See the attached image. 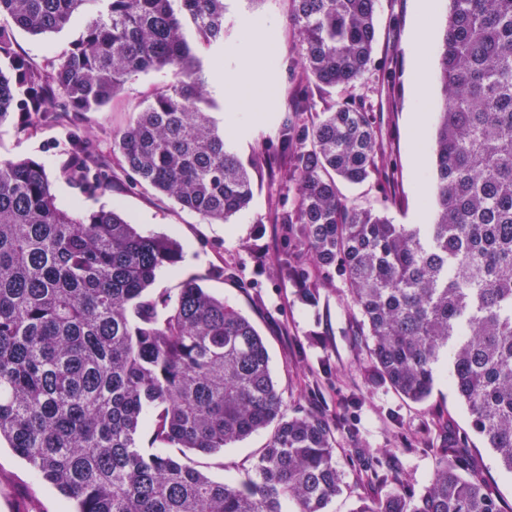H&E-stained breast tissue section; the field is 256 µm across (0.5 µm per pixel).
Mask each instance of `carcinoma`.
<instances>
[{
  "label": "carcinoma",
  "mask_w": 512,
  "mask_h": 512,
  "mask_svg": "<svg viewBox=\"0 0 512 512\" xmlns=\"http://www.w3.org/2000/svg\"><path fill=\"white\" fill-rule=\"evenodd\" d=\"M289 2L301 79L355 85L373 61L377 0ZM225 11V0H0V126L73 125L133 75L170 69L177 81L113 130V153L136 183L226 223L251 203L259 160L247 167L227 144L188 40L224 47ZM81 12L80 37L53 59L17 54L13 29L59 33ZM438 75L431 223L342 201L337 182L380 179L377 127L360 104L312 119L305 91L284 106L297 203L276 218L319 271L347 282L373 374L414 402L446 374L512 474V0H447ZM108 169L78 139L60 174L103 189ZM178 258L176 242L115 210L59 207L41 163L0 161V441L67 512H329L344 415H285L259 332L196 279L174 296L149 292ZM283 265L315 295L295 253ZM268 428L243 481H216L191 458ZM368 471L396 488L352 512H507L450 435L418 495L383 457Z\"/></svg>",
  "instance_id": "carcinoma-1"
}]
</instances>
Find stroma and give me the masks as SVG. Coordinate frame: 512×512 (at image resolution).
I'll list each match as a JSON object with an SVG mask.
<instances>
[{"label": "stroma", "mask_w": 512, "mask_h": 512, "mask_svg": "<svg viewBox=\"0 0 512 512\" xmlns=\"http://www.w3.org/2000/svg\"><path fill=\"white\" fill-rule=\"evenodd\" d=\"M417 0H378L374 62L352 87L309 86L313 111L324 112L339 102L361 103L370 109L384 144L379 166L386 183L369 179L339 183L350 206L371 208L396 224L420 223L429 204V190L419 189L420 171L429 170L427 144L436 114L430 103L440 94L435 64L427 66L425 102L411 99L413 81L409 35L420 24ZM224 62L202 54L201 74L226 121L224 135L242 161L264 158L254 173L255 194L249 208L226 224H208L183 210L174 200L148 186L133 185L112 155L113 129L129 123L153 94L174 80L171 72H142L100 111L86 113L75 127L46 125L36 134L21 132L16 123L0 127V159L30 158L42 163L59 206L83 210L117 209L143 232L167 236L181 247V258L162 267L154 291L177 293L182 281L194 278L212 294L238 308L255 325L267 347L270 369L285 415L319 411L328 417L344 413L346 427L335 430L336 463L345 486L330 512H351L358 498L380 496L387 486L364 476V449L390 455L408 491L428 485L442 433L466 437L476 470L505 506H512V475L501 469L495 454L470 428L468 415L448 385L438 379L430 399L416 404L403 399L368 373V353L358 334L360 316L341 278L321 284L315 301H302L280 262L291 247L281 225L272 221L278 205H293L296 191L288 183L291 164L281 149L284 104L301 86L291 63L297 32L289 19V0H226ZM87 14H78L62 32L32 35L15 30L19 54L43 61L78 38ZM280 65L268 70L266 56ZM239 82V97L227 84ZM422 109L425 124L413 126V112ZM90 136L107 156L112 184L83 193L60 177L58 166L76 137ZM268 431L215 454H198L199 469L215 480L242 479L250 473ZM67 503L47 484L35 483L30 465L8 445L0 446V512H66Z\"/></svg>", "instance_id": "35a3bbf8"}]
</instances>
